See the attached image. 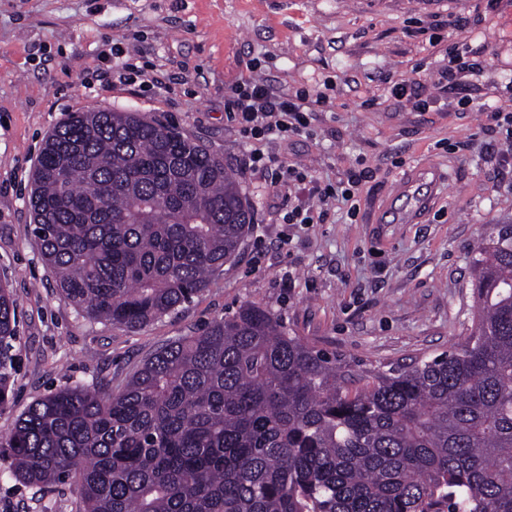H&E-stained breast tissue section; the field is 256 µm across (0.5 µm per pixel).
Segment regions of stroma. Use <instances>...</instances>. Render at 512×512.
<instances>
[{
    "mask_svg": "<svg viewBox=\"0 0 512 512\" xmlns=\"http://www.w3.org/2000/svg\"><path fill=\"white\" fill-rule=\"evenodd\" d=\"M459 20L433 42V25ZM467 40L475 71L439 83L449 43ZM150 81L113 78V44ZM260 59L261 69L249 62ZM434 80L428 108L393 96L413 73ZM274 91L326 92L308 133L264 152L338 183L365 171L360 212L333 201L321 224H286L288 199L224 112L253 76ZM468 97L472 108L449 110ZM512 112V0H0V282L18 302L15 373L0 434L59 388L119 390L162 344L242 303L336 352L357 371L432 358L469 335L471 262L490 224H512V146L487 135L480 104ZM134 111L222 157L255 222L239 256L173 314L130 331L91 323L61 298L32 232L30 177L46 137L70 113ZM432 168L433 208L416 224H377L399 179ZM73 486L18 483L0 462V512H79Z\"/></svg>",
    "mask_w": 512,
    "mask_h": 512,
    "instance_id": "1",
    "label": "stroma"
}]
</instances>
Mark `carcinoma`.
I'll return each instance as SVG.
<instances>
[{
	"mask_svg": "<svg viewBox=\"0 0 512 512\" xmlns=\"http://www.w3.org/2000/svg\"><path fill=\"white\" fill-rule=\"evenodd\" d=\"M45 264L90 322L136 330L209 285L254 211L224 159L139 112H73L31 176ZM472 328L387 372L245 303L159 348L114 392L76 384L0 440L24 486L76 483L82 512H512V224L473 259ZM17 300L0 284V405Z\"/></svg>",
	"mask_w": 512,
	"mask_h": 512,
	"instance_id": "carcinoma-1",
	"label": "carcinoma"
}]
</instances>
